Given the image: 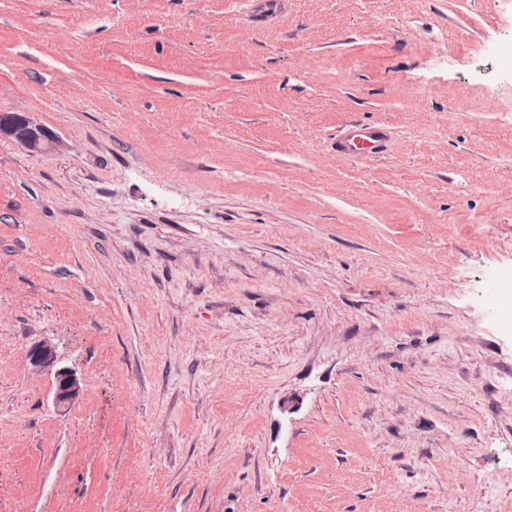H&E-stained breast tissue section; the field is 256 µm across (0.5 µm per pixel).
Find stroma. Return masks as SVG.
Here are the masks:
<instances>
[{
	"label": "stroma",
	"mask_w": 512,
	"mask_h": 512,
	"mask_svg": "<svg viewBox=\"0 0 512 512\" xmlns=\"http://www.w3.org/2000/svg\"><path fill=\"white\" fill-rule=\"evenodd\" d=\"M511 40L512 0H0V113L59 138L0 137V512H512ZM0 135L13 138L31 154L51 149L58 142L55 132L19 112L0 114ZM387 129L376 123L351 121L336 137V153L349 157H371L381 155L387 147ZM28 360L36 369L54 371V403L58 408L70 406L79 397L81 387L76 373L67 368H56L58 354L54 344L42 342L34 345L28 352Z\"/></svg>",
	"instance_id": "1"
}]
</instances>
